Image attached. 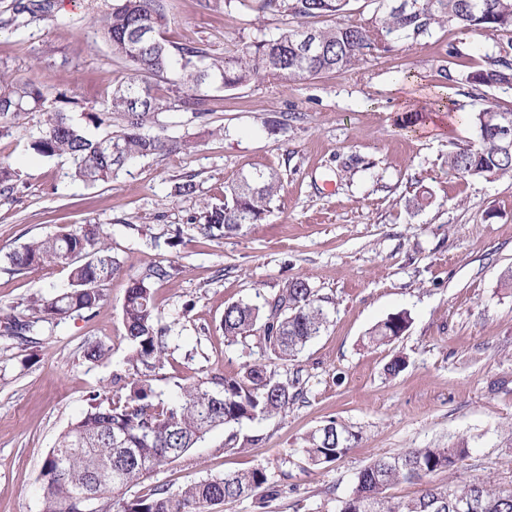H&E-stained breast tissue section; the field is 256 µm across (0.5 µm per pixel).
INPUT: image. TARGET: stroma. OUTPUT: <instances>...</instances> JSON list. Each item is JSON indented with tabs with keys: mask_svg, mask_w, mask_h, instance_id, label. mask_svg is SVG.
<instances>
[{
	"mask_svg": "<svg viewBox=\"0 0 512 512\" xmlns=\"http://www.w3.org/2000/svg\"><path fill=\"white\" fill-rule=\"evenodd\" d=\"M112 0H55L50 20L22 18L0 31V70L44 87L50 105L71 112L99 105L127 69L94 24ZM166 36L217 55L277 36L294 22L260 13L253 0H167ZM497 37L434 28L419 40L378 48L358 68L288 86L255 80L226 91L211 85L210 114L160 117L164 133L198 134L188 154L127 161L111 182L72 178L68 157L29 148L37 115L0 136V161L17 168L13 192L0 195V310L29 314L32 299L67 288L68 269L23 274L6 256L23 244L83 224L102 225L123 260L103 286L95 315L76 313L37 325L41 345L25 359L0 331V512H42L40 472L63 432L87 407L90 392L123 373L129 352L122 304L132 278L165 266L155 300L171 328L172 356L155 388L173 394L188 378L233 374L267 360L257 342L227 344L225 306L260 303L302 277L322 299L328 324L278 379L299 378L287 412L218 429L182 458L154 471L128 497L156 485L178 489L254 467L280 494L230 499L212 512H336L359 471L411 448L462 441V467L433 474L435 486L483 481L512 490V176L463 177L448 168L453 144L476 131L462 67L497 53ZM461 51L449 56L450 47ZM456 103L434 124L404 130L401 117L435 100ZM277 172L282 188L264 221L215 239L195 229L224 188L256 172ZM196 190L177 192L186 175ZM425 206L414 207L415 195ZM405 311L399 338L370 343L371 329ZM111 350L85 359L88 343ZM407 367L388 375L387 364ZM336 423L350 449L314 466L304 450L318 428Z\"/></svg>",
	"mask_w": 512,
	"mask_h": 512,
	"instance_id": "35a3bbf8",
	"label": "stroma"
}]
</instances>
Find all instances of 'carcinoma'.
Wrapping results in <instances>:
<instances>
[{"label": "carcinoma", "mask_w": 512, "mask_h": 512, "mask_svg": "<svg viewBox=\"0 0 512 512\" xmlns=\"http://www.w3.org/2000/svg\"><path fill=\"white\" fill-rule=\"evenodd\" d=\"M350 0H258L262 13H287L297 24L269 40L254 41L235 56H216L187 44H173L165 33L170 24L166 0H113L111 10L97 20L112 54L129 74L112 87L103 108L74 116L45 106L38 85L0 72V135L8 121L33 112L39 130L30 148L43 157L67 155L72 176L86 184L112 180L125 162L164 152L188 153L192 135L170 138L150 134L163 112H189L201 118L210 112L204 86L218 82L230 90L263 77L283 86L322 74L356 68L366 53L386 49L401 40L416 41L446 24L486 35L512 34V0H379L377 13L352 24L317 27L313 19L339 17ZM55 0H31L15 5V14L42 20L53 17ZM171 71L178 79L160 93L151 83ZM462 81L470 97L480 102L470 118L477 131L474 145H456L448 154L450 170L463 176L512 174V111L484 102L485 89H512V40L484 64L466 71ZM120 122V130L93 138L96 129ZM281 180L275 173L244 177L224 189V202L206 206L196 229L209 237L260 223ZM15 272L49 267L70 269V288L32 301V317H6V332L23 350L34 347L37 324L61 321L75 313L96 312L102 300L99 285L122 269L109 235L99 224H85L33 240L9 253ZM169 276L156 266L130 280L122 305L125 337L130 346L126 384L94 391L88 408L60 434L42 469L43 512H80L79 486L101 500L102 512H209L229 499L279 495L266 469L208 477L177 491L157 486L149 493L125 497L129 487L155 469L182 457L211 430L283 413L298 399L299 379L281 381L270 362H248L233 375H211L179 386L174 397L156 392L154 381L168 362L169 329L161 325L154 283ZM327 314L307 280L291 279L262 305L234 303L224 308L222 326L229 344L244 343L261 333L275 359L293 361L305 345L325 328ZM402 311L370 332L375 342H389L409 327ZM348 452L347 440L332 422L314 432L305 449L312 465L332 463ZM468 448H411L380 457L356 476L350 495L338 512H458L475 501L481 512H512V491H492L482 483L426 487L407 501L393 502L386 490L400 481L422 482L438 471L459 468ZM68 463V475L57 473Z\"/></svg>", "instance_id": "carcinoma-1"}]
</instances>
